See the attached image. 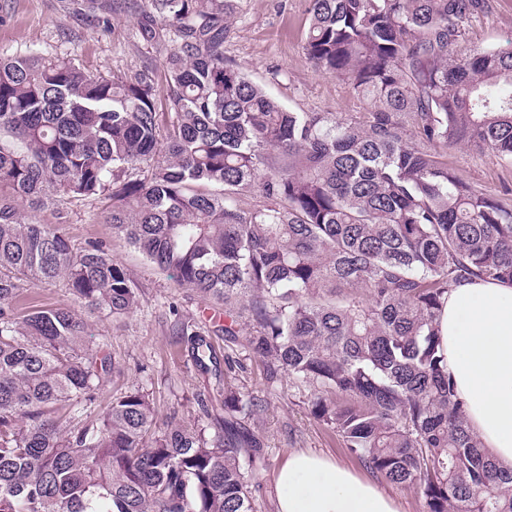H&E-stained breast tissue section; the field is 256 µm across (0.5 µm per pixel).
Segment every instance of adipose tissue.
<instances>
[{
    "mask_svg": "<svg viewBox=\"0 0 512 512\" xmlns=\"http://www.w3.org/2000/svg\"><path fill=\"white\" fill-rule=\"evenodd\" d=\"M442 357L467 425L498 466L512 468V285H452L439 319ZM277 512H396L374 484L326 458L288 455L276 479Z\"/></svg>",
    "mask_w": 512,
    "mask_h": 512,
    "instance_id": "ef3b65f1",
    "label": "adipose tissue"
}]
</instances>
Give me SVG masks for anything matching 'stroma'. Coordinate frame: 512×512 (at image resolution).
<instances>
[{
    "label": "stroma",
    "mask_w": 512,
    "mask_h": 512,
    "mask_svg": "<svg viewBox=\"0 0 512 512\" xmlns=\"http://www.w3.org/2000/svg\"><path fill=\"white\" fill-rule=\"evenodd\" d=\"M307 7L308 0H235V20L224 36V58L291 111L359 115L365 109L363 101L343 81L317 71L304 51ZM511 38L512 0H492L489 13L469 21L465 44L498 46ZM174 47L168 39L144 41L136 11L123 2L110 14L86 17L78 13L76 0H0V57L33 51L47 58L73 59L86 72L106 78L131 80L146 73L163 97L168 93L163 62ZM447 156L449 167L462 179L512 205V160L466 145L450 147ZM106 212L103 200L55 195L37 213L38 220L53 225L74 250L102 245L129 271L140 292L139 308L128 315L86 316L95 345L115 363L86 420L105 412L114 396L138 389L149 394L159 423L210 429L196 398L210 396L214 412L220 414L224 395L214 377L199 370L191 353L192 333L204 329L218 354L232 362L226 376L229 385L261 404L249 420L261 437L266 462L254 493L256 512H275V477L292 452L320 455L347 467L389 495L397 512H425L416 490L371 473L333 429L312 415V384L270 373L248 349L245 337L226 338L218 323L206 318L214 302L179 286L170 273L114 233ZM38 307L83 309L61 280L24 283L16 299L18 313Z\"/></svg>",
    "instance_id": "stroma-1"
}]
</instances>
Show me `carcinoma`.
I'll return each instance as SVG.
<instances>
[{"label": "carcinoma", "instance_id": "carcinoma-1", "mask_svg": "<svg viewBox=\"0 0 512 512\" xmlns=\"http://www.w3.org/2000/svg\"><path fill=\"white\" fill-rule=\"evenodd\" d=\"M309 2L304 50L365 100L359 118L291 112L224 61L233 0L141 10L144 39L160 16L178 41L162 151L147 78L0 57V512H255L264 465L259 404L231 389L222 416L197 396L212 438L161 428L139 390L83 422L115 362L71 309L18 314L21 283L63 275L114 316L140 295L102 246L75 253L36 218L49 192L108 198L114 232L223 304L224 335L245 325L272 372L315 383L312 414L426 512H512V470L469 430L438 329L450 285L512 281V207L447 160L459 144L512 159V39L458 52L491 0ZM193 355L217 363L201 334Z\"/></svg>", "mask_w": 512, "mask_h": 512}]
</instances>
